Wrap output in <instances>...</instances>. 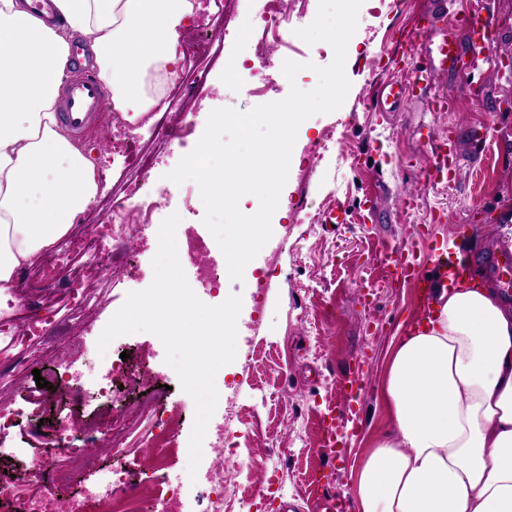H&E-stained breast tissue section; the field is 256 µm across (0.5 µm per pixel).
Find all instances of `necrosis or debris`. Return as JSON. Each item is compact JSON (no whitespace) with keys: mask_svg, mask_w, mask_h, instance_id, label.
<instances>
[{"mask_svg":"<svg viewBox=\"0 0 512 512\" xmlns=\"http://www.w3.org/2000/svg\"><path fill=\"white\" fill-rule=\"evenodd\" d=\"M161 207L158 195L145 192L141 181L131 182L122 201L112 207L105 223L87 230L78 247L90 250V266L102 271L120 266L129 246V228L149 226L154 212ZM28 304L39 303L53 286H60L66 299L88 302L92 284L67 277L59 253L45 256L37 267L36 276H21ZM0 335L9 337L12 347L0 355V372L36 364L35 348L54 349L57 368L47 370L45 379L51 386L50 396L66 398L70 406L68 424L52 421L42 425L38 440L41 454L30 456L27 465V489L13 496L10 488L0 485V500L11 499L12 512H85L88 502H97L103 512H177L178 493L167 490L157 494L154 486L133 481L122 463L98 468L94 448L106 444L110 453H118L137 419L153 418L156 433L149 437L138 464L145 470H156L173 454L174 437L181 424V414L168 405V397L158 388L147 367L138 361L117 358L109 361L105 374L96 382L98 393L119 403L126 397L127 386L143 390L144 395L135 411L112 413L103 419H87L78 395L84 388L87 371L72 372L71 352L76 340L66 321L49 318L23 317L0 322ZM60 458L62 467L49 468L47 461ZM76 486V493L63 496L59 490Z\"/></svg>","mask_w":512,"mask_h":512,"instance_id":"4bbe7bcc","label":"necrosis or debris"}]
</instances>
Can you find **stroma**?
I'll use <instances>...</instances> for the list:
<instances>
[{
    "mask_svg": "<svg viewBox=\"0 0 512 512\" xmlns=\"http://www.w3.org/2000/svg\"><path fill=\"white\" fill-rule=\"evenodd\" d=\"M261 0H235L237 22L222 31L213 53L204 61L205 85L194 86L196 63L183 59L175 81L193 90L195 128L169 147L160 146L152 126L136 136L114 130L111 138L93 126L76 136V143L108 177L99 184L93 202L73 224L71 236L84 226L111 216L126 183L138 174L136 161L148 158L149 188L167 189L164 207L152 229L132 244L116 272L98 273L102 293L97 306L78 308L57 300L47 308L50 318H74L81 350L76 368H103L97 340L132 291L147 288L153 279L152 259L158 248L155 226L172 213L194 225L211 249L216 264L224 256L203 223L205 208L195 182L177 185L166 180L180 158L204 133L213 109L248 111L258 100L254 85L266 88V100L285 97L291 86L280 77L285 59L300 61L306 44L295 34L314 19L318 0H305L301 17L293 18L284 38L289 46L271 49L266 60L253 56V31L242 39L238 21L257 18ZM459 25L477 16L488 24L492 44L457 74L431 73L429 100H411L400 112H379L380 89L414 80L425 63L422 46L405 36L424 13ZM296 54H289V47ZM512 54V0H365L352 38L347 76L351 88L344 109L307 119L297 133L294 171L284 190L288 216L273 227L261 250V268L268 288L261 309H254L249 282L225 281L223 295L242 298L238 317L237 356L216 374L220 397L236 400L237 434L224 440L238 449L236 483L229 487L226 512H318L321 502L338 495L342 512H355L350 469L366 436L386 426L379 384L387 349L398 326L418 311L417 281L386 276L380 263L383 250L414 252L423 274L433 272L436 247L454 251L461 238L473 241L474 266L488 274L495 287L501 275L492 273V254L507 251L501 225L512 211V110L504 100L512 91V69L501 59ZM247 63L249 77L218 91L224 63ZM372 196V211L361 203ZM343 211L347 221L334 224L331 212ZM110 352H128L155 373L159 384L171 388L170 402L182 413L176 439L177 454L156 474L137 473L136 479H159L181 492L183 512H211L209 488L190 481L188 444L194 418L192 398L182 391L174 370L165 364V348L155 335L139 332L116 338ZM363 380L359 401L344 397V379ZM16 392L23 409L19 427L0 436L5 448H31L35 429L47 414L33 374ZM334 413L343 442L325 446L321 421ZM280 449L277 462L265 451Z\"/></svg>",
    "mask_w": 512,
    "mask_h": 512,
    "instance_id": "obj_1",
    "label": "stroma"
}]
</instances>
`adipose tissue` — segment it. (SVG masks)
I'll use <instances>...</instances> for the list:
<instances>
[{
  "instance_id": "adipose-tissue-1",
  "label": "adipose tissue",
  "mask_w": 512,
  "mask_h": 512,
  "mask_svg": "<svg viewBox=\"0 0 512 512\" xmlns=\"http://www.w3.org/2000/svg\"><path fill=\"white\" fill-rule=\"evenodd\" d=\"M52 28L0 0V312L17 270L63 238L98 192L57 100L72 37L123 113L152 106L140 75L176 71L191 0H53ZM390 430L351 472L358 512H512V304L468 256L437 258L419 314L398 327L381 383Z\"/></svg>"
}]
</instances>
